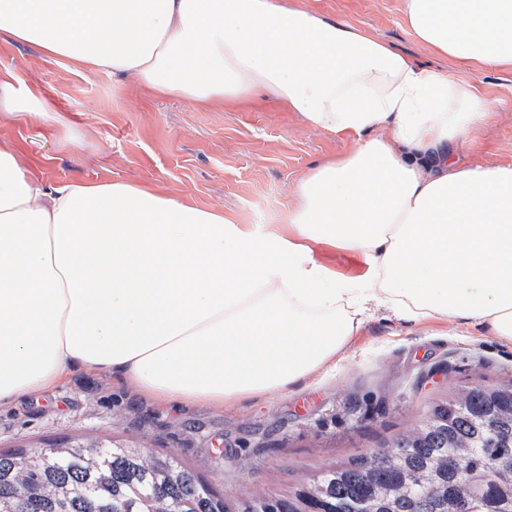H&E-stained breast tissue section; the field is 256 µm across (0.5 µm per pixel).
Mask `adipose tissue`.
<instances>
[{
  "mask_svg": "<svg viewBox=\"0 0 512 512\" xmlns=\"http://www.w3.org/2000/svg\"><path fill=\"white\" fill-rule=\"evenodd\" d=\"M402 16L452 72L300 0H0V37L73 70L201 106L259 99L355 144L255 227L127 181L51 185L0 142V406L73 365L170 402L288 392L380 310L512 339V163L453 159L493 117L457 73L512 70V0H402ZM313 249L315 257L320 262L340 273L357 276L366 269L362 258L355 253L339 252L320 245L313 246Z\"/></svg>",
  "mask_w": 512,
  "mask_h": 512,
  "instance_id": "ef3b65f1",
  "label": "adipose tissue"
}]
</instances>
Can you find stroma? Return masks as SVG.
<instances>
[{
    "label": "stroma",
    "instance_id": "obj_1",
    "mask_svg": "<svg viewBox=\"0 0 512 512\" xmlns=\"http://www.w3.org/2000/svg\"><path fill=\"white\" fill-rule=\"evenodd\" d=\"M315 4L421 64L449 68L405 32L401 0ZM6 77L52 115L20 121L0 112V140L46 182L160 184L242 224L277 223L297 177L352 148L262 101L202 110L103 72L71 71L35 47L0 38V79ZM462 78L494 99L496 116L481 130L479 148H457L459 165L512 163V71ZM509 382L512 340L452 322L405 325L380 317L353 338L347 360L300 389L224 408L164 403L108 370L71 367L55 385L0 407V452L84 440L169 453L232 505L287 495L328 463L380 447L457 388Z\"/></svg>",
    "mask_w": 512,
    "mask_h": 512
}]
</instances>
